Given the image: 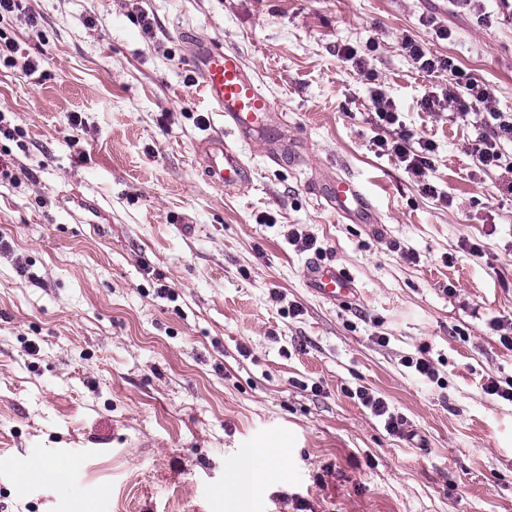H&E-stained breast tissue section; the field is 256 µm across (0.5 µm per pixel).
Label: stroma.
<instances>
[{"mask_svg": "<svg viewBox=\"0 0 512 512\" xmlns=\"http://www.w3.org/2000/svg\"><path fill=\"white\" fill-rule=\"evenodd\" d=\"M485 10L24 0L0 19L15 47L0 63V170L15 176L0 181V512H224L230 463L270 445L285 481L239 512H512V402L484 391L512 386L494 329L512 323V173L475 167L481 125L422 110L450 76L402 47L451 57L512 112V9ZM206 43L240 54L293 150L278 164L242 144L240 189L209 180L199 151L224 129L190 66ZM376 83L401 130L432 142L437 196L378 154ZM338 176L368 196L364 223L317 193ZM292 224L318 252L289 244ZM317 257L352 300L308 288ZM417 356L435 378L406 367ZM32 458L69 485L19 489L12 465ZM404 49L419 72L432 75L456 70L450 58L432 53L411 38L404 39ZM359 399L363 405L370 407L372 412L378 417H385V425L387 428L395 433H402L404 426V419L389 412L387 403L380 397L370 395L368 392L362 391L359 394Z\"/></svg>", "mask_w": 512, "mask_h": 512, "instance_id": "obj_1", "label": "stroma"}]
</instances>
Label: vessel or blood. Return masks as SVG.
<instances>
[{"label":"vessel or blood","mask_w":512,"mask_h":512,"mask_svg":"<svg viewBox=\"0 0 512 512\" xmlns=\"http://www.w3.org/2000/svg\"><path fill=\"white\" fill-rule=\"evenodd\" d=\"M194 68L202 90L213 107L224 117V131L206 145L205 168L217 185L239 188L247 184L250 168L244 161L237 139H262L278 127L280 116L271 99L245 68L234 51L212 46L198 48ZM337 212L356 215L365 195L354 181L339 177L326 190ZM307 284L327 300H346L355 292L353 281L330 262L311 263L305 272Z\"/></svg>","instance_id":"obj_1"}]
</instances>
